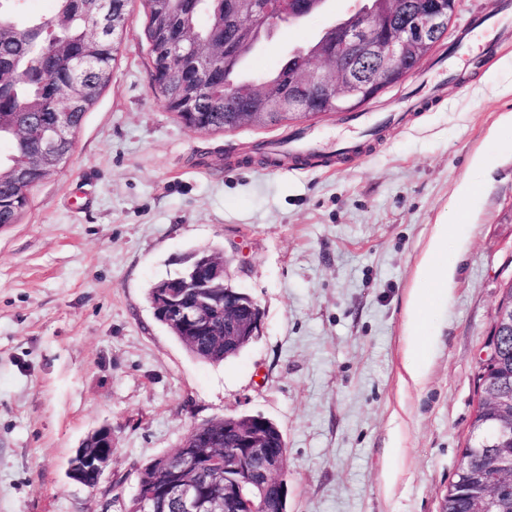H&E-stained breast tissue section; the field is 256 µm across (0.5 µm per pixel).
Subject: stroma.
Instances as JSON below:
<instances>
[{"instance_id": "obj_1", "label": "stroma", "mask_w": 512, "mask_h": 512, "mask_svg": "<svg viewBox=\"0 0 512 512\" xmlns=\"http://www.w3.org/2000/svg\"><path fill=\"white\" fill-rule=\"evenodd\" d=\"M501 0H458L431 59L359 119L207 133L151 86L144 0H129L111 83L69 162L0 228V512H123L138 471L191 427L240 414L277 424L288 512H438L478 402L494 309L512 275V43L458 35ZM363 0L275 30L259 75ZM491 181L459 187L475 156ZM451 209L454 290L429 313L421 385L406 382L407 306L433 227ZM223 253L259 305V335L220 364L193 358L148 300L196 252ZM112 428L96 488L67 475Z\"/></svg>"}]
</instances>
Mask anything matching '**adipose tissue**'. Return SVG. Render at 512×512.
<instances>
[{"label": "adipose tissue", "instance_id": "adipose-tissue-1", "mask_svg": "<svg viewBox=\"0 0 512 512\" xmlns=\"http://www.w3.org/2000/svg\"><path fill=\"white\" fill-rule=\"evenodd\" d=\"M463 215L452 211L435 225L429 245L421 260L415 287L408 304V329L406 347L414 358L405 369L413 382H421L424 376L423 361L433 342L431 334L422 330L427 312L447 301L454 285L456 266L448 261V239L457 235Z\"/></svg>", "mask_w": 512, "mask_h": 512}]
</instances>
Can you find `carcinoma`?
<instances>
[{
  "label": "carcinoma",
  "mask_w": 512,
  "mask_h": 512,
  "mask_svg": "<svg viewBox=\"0 0 512 512\" xmlns=\"http://www.w3.org/2000/svg\"><path fill=\"white\" fill-rule=\"evenodd\" d=\"M54 2L55 13L45 17L28 13L26 0H0V143L10 144L7 154L0 153L1 227L16 223L29 203L31 189L56 172L54 167L35 171L29 168L27 149L15 133L17 123L23 118H31L44 126L47 136L53 137L55 113H71V135L61 144V153L69 155L74 133L82 126L101 90L112 80L120 38L104 39L97 34L86 0ZM289 5L290 0H253L252 7L260 14L268 12L274 19L286 23ZM165 8L178 20L179 33L212 40V47L217 52L211 81L200 83L194 73L187 71L184 74L186 91L207 95L214 101L200 109L191 120H185V124L207 132L222 131L229 111L246 106L242 97L224 101V74H230L241 87L253 84L255 78L241 74L240 66L243 59L258 47L260 38L244 35L235 28L233 19L238 0H165ZM351 21L350 17L336 21L316 42L288 55L277 71L263 77L265 85L279 90L288 87L294 77L296 58L303 55L334 54L342 64H353L363 75L382 77L375 64L348 60L341 31ZM226 43L232 47L228 55L224 54ZM179 67V62H174L171 74L152 78L151 85L168 110L184 120L182 113L172 105L173 81ZM22 168L29 169L28 179L25 189L16 190L8 179L15 170ZM171 333L195 358L210 364L224 361V337H185L174 329ZM497 342V363L512 365V330L497 336ZM203 433L219 440V446L215 448L203 443L199 449L202 456L217 458L221 464L219 472H212L197 461L180 460V448L177 447L145 466L141 486L149 488L165 479L166 472L158 468L159 462L165 460L171 466L182 468L186 482L208 496L224 499V476L244 475L255 468V464L243 449L224 446V418L194 425L190 437L196 438ZM475 481L476 471L465 465L459 466L456 480L448 487L447 512L463 510V496ZM245 495L252 500L257 512H288V498L280 496L279 486L274 481L263 478L255 486L248 485Z\"/></svg>",
  "instance_id": "1"
}]
</instances>
